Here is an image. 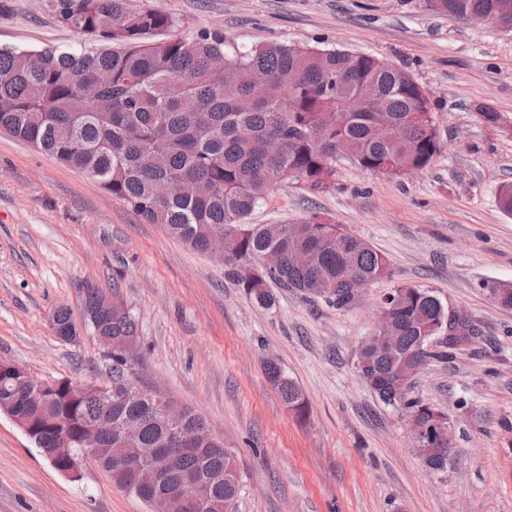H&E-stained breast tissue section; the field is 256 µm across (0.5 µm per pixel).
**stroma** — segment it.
Listing matches in <instances>:
<instances>
[{
    "instance_id": "1",
    "label": "stroma",
    "mask_w": 512,
    "mask_h": 512,
    "mask_svg": "<svg viewBox=\"0 0 512 512\" xmlns=\"http://www.w3.org/2000/svg\"><path fill=\"white\" fill-rule=\"evenodd\" d=\"M176 20L164 39L223 33L243 47L304 44L367 53L410 72L436 106L441 151L425 170L376 174L340 157L309 193L275 184L252 223L318 213L363 238L390 275L336 309L273 289L264 307L222 263L146 223L79 170L0 132V361L40 379L105 377L111 361L84 330L85 283L118 294L139 323L132 379L199 411L236 456L232 512H512V307L483 284H512V30L442 15L428 0H128ZM81 40L56 0H0V48L67 51ZM498 112L486 122L480 106ZM433 291L479 330L414 392L454 427L448 469H425L400 408L357 366L394 287ZM67 307L82 333L49 322ZM277 363L304 395L297 415L265 373ZM0 512H148L101 467L72 481L0 413ZM55 321L53 315L50 317L52 328L56 330V337L64 343L74 344L79 339V333L69 310L65 307H58L54 311Z\"/></svg>"
}]
</instances>
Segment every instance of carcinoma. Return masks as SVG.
Masks as SVG:
<instances>
[{"mask_svg": "<svg viewBox=\"0 0 512 512\" xmlns=\"http://www.w3.org/2000/svg\"><path fill=\"white\" fill-rule=\"evenodd\" d=\"M499 0H431L440 14L496 15ZM62 23L88 37L68 52L0 50V130L54 156L61 164L96 179L150 224L204 252L217 232L228 240L224 277L261 306L273 302L270 284L338 309L357 295L350 281L367 285L388 275L386 259L366 240L314 213L294 224H250L249 216L277 182L309 192L328 188L336 157L385 173V161L421 170L439 155L434 105L405 70L366 54L277 43L240 49L224 34L201 30L190 38L153 42L150 37L176 24L150 8L133 10L127 0H56ZM373 84L376 101L360 87ZM91 97L76 112V100ZM386 120L402 128L395 140H380L373 128ZM268 254L277 263L260 261ZM491 298L512 307V285L483 284ZM101 290H85L84 322L95 338L112 346V421L101 406L78 394L70 379L48 390L42 403L14 401L0 379V405L29 420L41 452L53 453L65 437L72 451L95 432L108 449L100 462L113 482L145 501L151 492L130 487L115 465L125 447L117 421L144 418L136 448H166L177 427H194L203 437L166 471L161 490L202 469L223 477L209 491L206 512H227L240 493L236 457L206 440L209 427L195 409L183 406L174 422L155 418L160 394L124 400L127 364L119 348L137 336L130 309L108 315ZM392 344L378 351L367 338L357 356L363 378L381 402L399 407L419 431L424 465L448 468V456L434 447L453 430L445 414L410 395V369L446 360L449 350L476 336L462 319L456 335L439 341L448 308L432 291L397 286L387 295ZM56 337L78 341L69 310H54ZM267 373L285 404L297 411L305 401L275 363Z\"/></svg>", "mask_w": 512, "mask_h": 512, "instance_id": "carcinoma-1", "label": "carcinoma"}]
</instances>
